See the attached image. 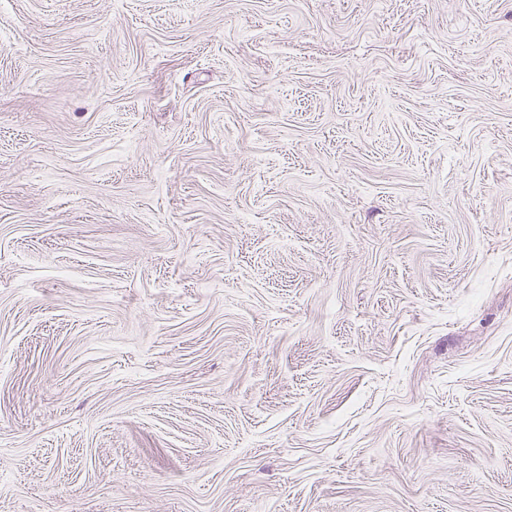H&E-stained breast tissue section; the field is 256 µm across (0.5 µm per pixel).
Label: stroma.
<instances>
[{
  "mask_svg": "<svg viewBox=\"0 0 512 512\" xmlns=\"http://www.w3.org/2000/svg\"><path fill=\"white\" fill-rule=\"evenodd\" d=\"M0 512H512V0H0Z\"/></svg>",
  "mask_w": 512,
  "mask_h": 512,
  "instance_id": "obj_1",
  "label": "stroma"
}]
</instances>
